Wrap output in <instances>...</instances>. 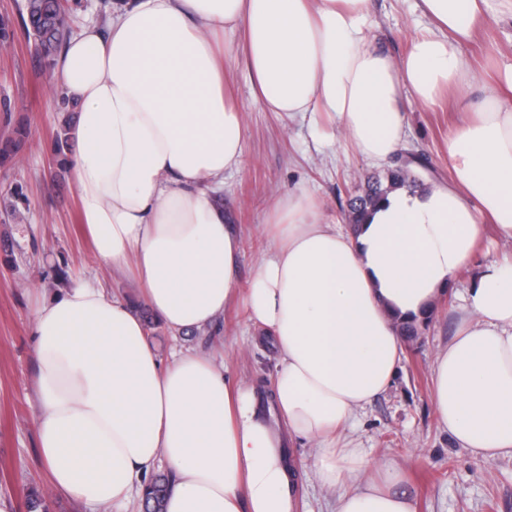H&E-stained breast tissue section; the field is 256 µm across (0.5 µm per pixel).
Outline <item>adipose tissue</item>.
I'll return each instance as SVG.
<instances>
[{"instance_id":"obj_1","label":"adipose tissue","mask_w":512,"mask_h":512,"mask_svg":"<svg viewBox=\"0 0 512 512\" xmlns=\"http://www.w3.org/2000/svg\"><path fill=\"white\" fill-rule=\"evenodd\" d=\"M418 7L431 26L398 60L370 42V0H117L107 28L70 35L56 69L79 106L67 165L82 222L98 259L142 288L135 303L82 277L33 310L34 422L54 493L117 512L164 460L165 512H299L304 478L336 492V512H416L398 461L342 432L392 385L401 323L435 312L484 224L512 244V69L479 81L460 50L486 21L512 20V0ZM228 30L265 110L327 116L376 164L402 147L403 90L427 106L465 93L448 183L394 190L346 230L319 223L306 193L277 201L243 295L277 350L266 405L193 348L161 358L138 311L187 335L236 291L241 241L213 203L246 136L224 81ZM430 398L473 456L512 459V252L468 288ZM304 440L302 474L286 450Z\"/></svg>"}]
</instances>
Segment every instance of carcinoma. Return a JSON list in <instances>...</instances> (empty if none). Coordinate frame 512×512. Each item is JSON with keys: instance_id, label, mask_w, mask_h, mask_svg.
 Segmentation results:
<instances>
[{"instance_id": "carcinoma-1", "label": "carcinoma", "mask_w": 512, "mask_h": 512, "mask_svg": "<svg viewBox=\"0 0 512 512\" xmlns=\"http://www.w3.org/2000/svg\"><path fill=\"white\" fill-rule=\"evenodd\" d=\"M67 13L62 0H26L25 13L22 14L23 27L27 36L33 39L35 50L49 60L59 54L70 35ZM23 135L25 131L19 128L16 136L0 140V166L14 161ZM400 186L414 190L429 189L410 165L395 162L387 169L385 179L367 181L363 192L349 200V223H361L368 209L374 207L389 191ZM168 484L169 477L164 474L151 478L144 498L147 512H164Z\"/></svg>"}]
</instances>
